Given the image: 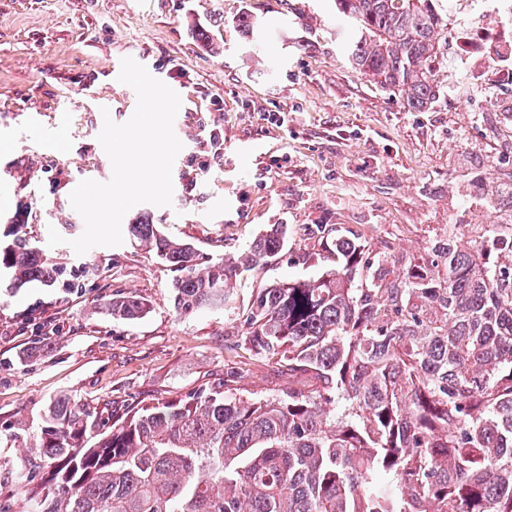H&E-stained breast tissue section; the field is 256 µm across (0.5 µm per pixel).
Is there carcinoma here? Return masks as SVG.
I'll return each mask as SVG.
<instances>
[{
  "mask_svg": "<svg viewBox=\"0 0 512 512\" xmlns=\"http://www.w3.org/2000/svg\"><path fill=\"white\" fill-rule=\"evenodd\" d=\"M334 3L357 72L414 108L435 99L444 0ZM239 26L264 48L256 15ZM20 229L0 243V284L53 286L60 268ZM127 231L173 269L181 315L223 304L288 243V225L271 224L216 262L145 215ZM313 236L330 268L260 289L241 343L227 345L276 359L299 386L243 398L230 385L244 369L232 367L187 399L106 418L56 397L10 472L23 512H512V262L492 259L512 253V237L487 246L450 233L437 260L395 269L353 232L319 224ZM106 308L129 322L149 312L130 294Z\"/></svg>",
  "mask_w": 512,
  "mask_h": 512,
  "instance_id": "1",
  "label": "carcinoma"
}]
</instances>
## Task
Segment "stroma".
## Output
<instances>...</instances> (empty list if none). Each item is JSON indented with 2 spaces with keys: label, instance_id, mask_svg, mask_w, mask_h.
Returning <instances> with one entry per match:
<instances>
[{
  "label": "stroma",
  "instance_id": "35a3bbf8",
  "mask_svg": "<svg viewBox=\"0 0 512 512\" xmlns=\"http://www.w3.org/2000/svg\"><path fill=\"white\" fill-rule=\"evenodd\" d=\"M250 11L277 57L255 53L238 26ZM336 24L334 0H0V238L22 221L63 269L52 287L0 291V432L37 427L60 394L116 412L184 399L238 360L241 395L287 388L273 361L226 347L258 289L327 269L314 225L357 232L397 268L432 259L450 229L498 234L512 217V200L494 195L512 182V93L449 83L445 44L433 65L438 97L413 109L351 67ZM129 56L187 110L172 206L136 205L124 223L148 215L216 261L268 225L289 230L278 262L188 316L173 308L172 269L133 239L80 256L69 245L85 229L71 192L112 176L100 107L118 124L136 107V93L106 77ZM270 112L287 123L271 124ZM53 229L64 244L49 246ZM116 291L146 300L148 314L125 322L98 312ZM40 333L49 349L21 363Z\"/></svg>",
  "mask_w": 512,
  "mask_h": 512
}]
</instances>
